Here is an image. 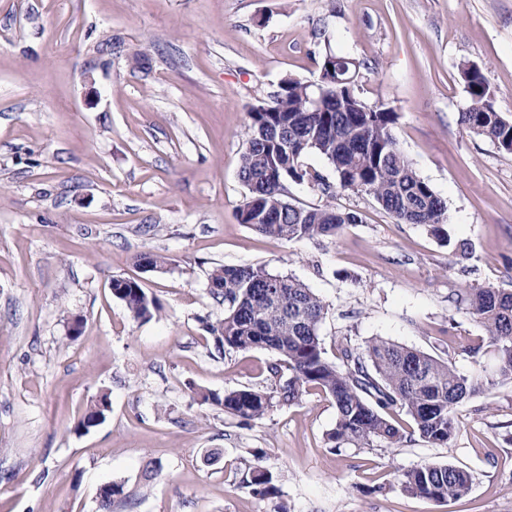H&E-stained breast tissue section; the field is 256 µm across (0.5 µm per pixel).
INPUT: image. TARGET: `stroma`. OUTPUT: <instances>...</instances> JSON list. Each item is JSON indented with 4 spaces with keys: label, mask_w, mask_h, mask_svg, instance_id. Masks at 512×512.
Segmentation results:
<instances>
[{
    "label": "stroma",
    "mask_w": 512,
    "mask_h": 512,
    "mask_svg": "<svg viewBox=\"0 0 512 512\" xmlns=\"http://www.w3.org/2000/svg\"><path fill=\"white\" fill-rule=\"evenodd\" d=\"M327 43L360 61L368 102L397 112L447 240L339 188L359 221L336 236L285 242L238 222L249 109L285 76L316 80ZM467 62L512 119V0H0V512H99L109 481L124 489L112 512H512V385L459 404L447 444L336 451L319 391L247 425L198 397L263 387L277 360L215 349L202 320L224 314L207 288L217 265L311 288L329 360L343 337H382L462 373L494 367L463 291H512V154L460 122ZM147 252L166 271L143 270ZM115 277L160 313L132 320ZM103 390L111 413L76 433ZM258 449L276 495L244 484ZM422 463L466 469L469 493L402 491Z\"/></svg>",
    "instance_id": "stroma-1"
}]
</instances>
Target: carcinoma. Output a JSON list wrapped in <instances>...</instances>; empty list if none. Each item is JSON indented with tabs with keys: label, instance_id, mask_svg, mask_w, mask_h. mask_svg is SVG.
I'll use <instances>...</instances> for the list:
<instances>
[{
	"label": "carcinoma",
	"instance_id": "obj_1",
	"mask_svg": "<svg viewBox=\"0 0 512 512\" xmlns=\"http://www.w3.org/2000/svg\"><path fill=\"white\" fill-rule=\"evenodd\" d=\"M460 77L468 96L462 124L512 153V120L494 108L481 68L464 64ZM249 118L239 167L247 188L236 213L239 223L267 237L296 242L333 236L355 222L354 213L330 201L311 208L288 201L290 182H307L333 197L327 179L306 163L308 155L317 154L332 168L341 189L372 197L399 223L422 224L447 236L446 204L401 150L395 134L398 114L383 103L366 102L358 85L348 90L328 83L318 89L286 76L251 107ZM207 287L224 304V318L206 323L218 352L264 349L278 356V363L268 368L271 383L262 389L200 394L202 402L223 408L245 425L275 405H296L308 390L318 389L336 408L335 427L327 433L334 449L375 441L397 447L415 434L430 444H445L457 427L454 410L460 403L496 384L512 383V291L503 288L467 290L469 313L485 327L497 364L490 373L466 375L384 338H373L362 349L346 343L341 363L330 361L319 335L326 305L303 282L262 266H216ZM111 291L135 321H148L160 312L158 301L135 280L114 278ZM282 363L291 376L280 374ZM397 405L410 416L411 429L390 418L388 410ZM111 408L108 395H99L75 431L87 433L102 424ZM262 458V452L253 453L245 484L253 494L267 497L278 490ZM399 483L408 494L440 501L466 495L472 476L455 466L424 463L402 471Z\"/></svg>",
	"mask_w": 512,
	"mask_h": 512
}]
</instances>
